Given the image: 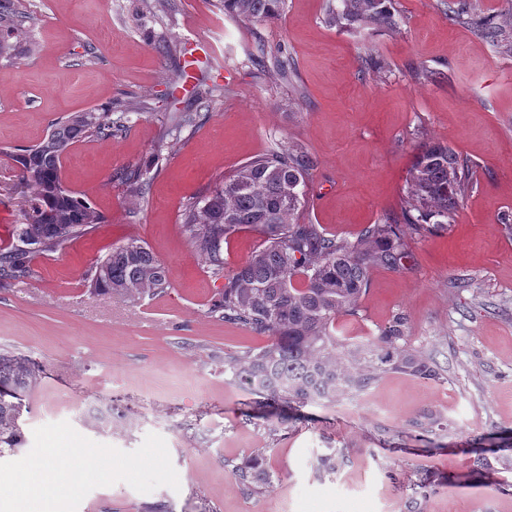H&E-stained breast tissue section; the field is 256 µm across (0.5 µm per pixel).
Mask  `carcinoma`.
<instances>
[{
  "label": "carcinoma",
  "mask_w": 512,
  "mask_h": 512,
  "mask_svg": "<svg viewBox=\"0 0 512 512\" xmlns=\"http://www.w3.org/2000/svg\"><path fill=\"white\" fill-rule=\"evenodd\" d=\"M224 15L247 22L277 18L283 0H223ZM326 23L340 31L397 25L394 0H338ZM6 38L0 54L27 43L19 8L0 6ZM479 34L492 46L512 53L502 26L487 20ZM86 138H112V108L76 112L38 145L13 156L27 192L25 223L14 225L13 242L0 248V281L28 276L38 254L88 235L102 217L68 190L61 178L66 149ZM313 158L298 145L258 155L224 178L220 187L186 205L184 230L196 255L212 273L224 276L216 310L224 321L267 337L228 360L234 379L257 396L256 403L290 410L346 395L367 392L391 370L426 381L440 372L422 354L408 348L402 316L366 342L345 343L336 336V319L354 316L375 266L401 267L404 230L427 233L448 223L473 186L472 168L450 148L424 143L409 171L400 217L370 224L354 241L328 236L317 224L293 221ZM148 170L127 174V193L141 198ZM406 229H401V226ZM251 229L262 243L229 275H224V243ZM94 295L155 296L170 287L168 270L144 242L130 238L96 260L88 270ZM42 366L34 360L0 352V458L16 454L25 442L21 419L25 400L39 386ZM442 425L431 410L411 426L427 430ZM238 480L258 492L272 485L265 460L254 457L235 470Z\"/></svg>",
  "instance_id": "1"
}]
</instances>
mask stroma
I'll return each instance as SVG.
<instances>
[{
  "mask_svg": "<svg viewBox=\"0 0 512 512\" xmlns=\"http://www.w3.org/2000/svg\"><path fill=\"white\" fill-rule=\"evenodd\" d=\"M19 2L35 49L0 57V244L26 210L13 154L72 112L111 106L117 128L70 145L61 162L102 223L37 256L23 281L0 284V350L46 369L24 433L66 421L124 451L155 433L180 482L146 494L98 487L78 512H403L411 497L421 512H512V54L472 26L511 24L512 0H464L465 23L449 20L447 0H395L396 28L354 32L328 26L335 0H284L263 23L225 16L221 0ZM199 40L212 56L176 79L184 59L161 45ZM260 48L263 67L250 60ZM429 141L473 167L472 189L449 227L407 234L402 269L373 268L358 314L336 325L363 342L402 315L409 348L437 364L440 381L386 373L346 413L327 402L294 419L260 408L224 358L266 339L214 312L224 280L198 262L185 205L255 156L298 144L314 160L299 221L352 240L400 215ZM144 164L146 191L134 200L122 176ZM131 237L167 267V292L91 295L86 271ZM92 407L102 417L90 427ZM427 409L443 427L412 428ZM331 448L344 460L328 473L317 457ZM481 453L491 466L478 471ZM253 456L264 457L271 489L237 479Z\"/></svg>",
  "mask_w": 512,
  "mask_h": 512,
  "instance_id": "35a3bbf8",
  "label": "stroma"
}]
</instances>
